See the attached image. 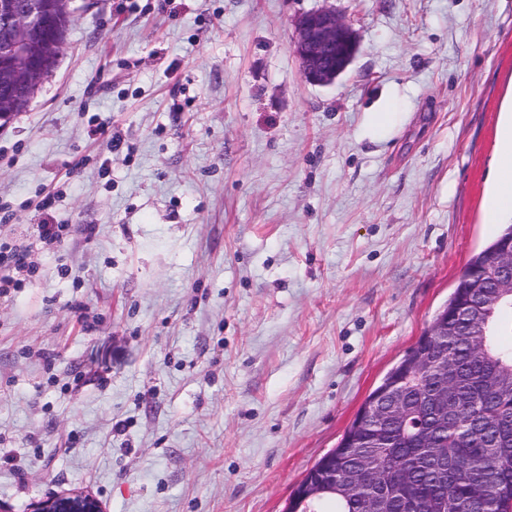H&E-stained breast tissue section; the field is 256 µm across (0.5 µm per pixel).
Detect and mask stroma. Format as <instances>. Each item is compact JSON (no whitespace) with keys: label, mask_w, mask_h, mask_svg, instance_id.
<instances>
[{"label":"stroma","mask_w":512,"mask_h":512,"mask_svg":"<svg viewBox=\"0 0 512 512\" xmlns=\"http://www.w3.org/2000/svg\"><path fill=\"white\" fill-rule=\"evenodd\" d=\"M74 6L0 130V246L36 266L0 299V503L284 512L502 231L512 0ZM324 6L361 47L314 86L293 22ZM491 178L494 193L489 202L485 223H501L502 214L509 210L512 220V116L502 127L499 159L492 170ZM505 219L501 224H506ZM32 512H105L101 502L83 491L71 490L48 496L33 505Z\"/></svg>","instance_id":"1"}]
</instances>
